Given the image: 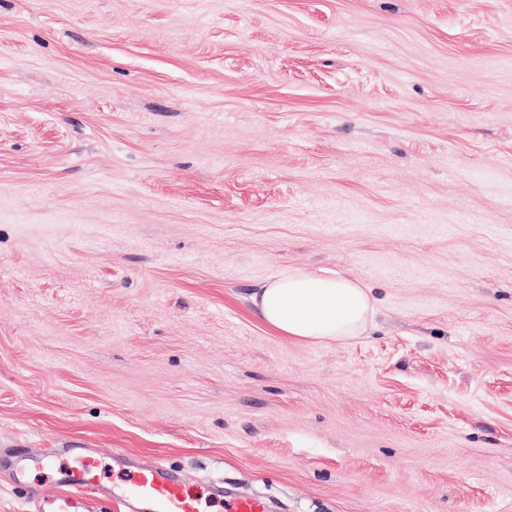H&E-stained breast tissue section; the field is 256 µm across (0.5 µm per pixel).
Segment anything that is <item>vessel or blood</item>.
Here are the masks:
<instances>
[{"instance_id": "b4317fda", "label": "vessel or blood", "mask_w": 512, "mask_h": 512, "mask_svg": "<svg viewBox=\"0 0 512 512\" xmlns=\"http://www.w3.org/2000/svg\"><path fill=\"white\" fill-rule=\"evenodd\" d=\"M99 463L91 456L73 458L66 472L67 483L87 486L98 478ZM129 494L148 505L150 512H205L202 498L161 470L135 472Z\"/></svg>"}]
</instances>
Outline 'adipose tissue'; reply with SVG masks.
Masks as SVG:
<instances>
[{
    "instance_id": "adipose-tissue-1",
    "label": "adipose tissue",
    "mask_w": 512,
    "mask_h": 512,
    "mask_svg": "<svg viewBox=\"0 0 512 512\" xmlns=\"http://www.w3.org/2000/svg\"><path fill=\"white\" fill-rule=\"evenodd\" d=\"M251 301L270 329L300 343L359 336L373 311L369 293L361 284L299 269L273 275Z\"/></svg>"
}]
</instances>
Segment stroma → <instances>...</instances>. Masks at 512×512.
Returning <instances> with one entry per match:
<instances>
[{"instance_id": "stroma-1", "label": "stroma", "mask_w": 512, "mask_h": 512, "mask_svg": "<svg viewBox=\"0 0 512 512\" xmlns=\"http://www.w3.org/2000/svg\"><path fill=\"white\" fill-rule=\"evenodd\" d=\"M79 454L81 512H512V0H0V512ZM251 301L270 329L300 343L361 336L373 311L369 292L361 284L299 269L273 275ZM99 463L96 458L78 455L72 459V464L66 472V483L87 486L98 478ZM128 493L148 505L150 512H205L202 497L170 479L161 470L137 471Z\"/></svg>"}]
</instances>
